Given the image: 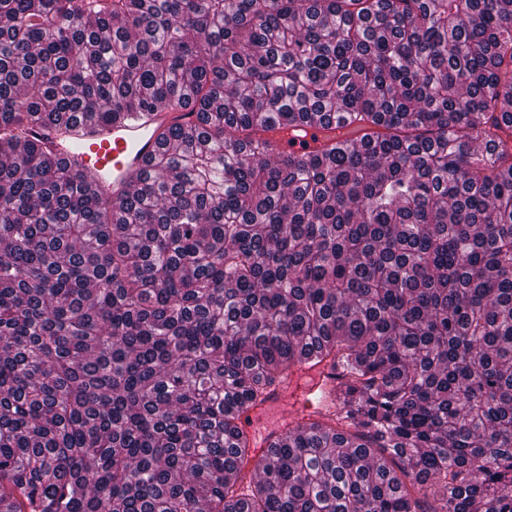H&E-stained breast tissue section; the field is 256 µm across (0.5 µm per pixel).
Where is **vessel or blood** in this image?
Wrapping results in <instances>:
<instances>
[{
    "instance_id": "obj_1",
    "label": "vessel or blood",
    "mask_w": 512,
    "mask_h": 512,
    "mask_svg": "<svg viewBox=\"0 0 512 512\" xmlns=\"http://www.w3.org/2000/svg\"><path fill=\"white\" fill-rule=\"evenodd\" d=\"M175 117L172 111L147 112L105 129H91L82 137L63 128L50 129L49 137L57 154L86 167L101 191L117 193L145 175L147 161L158 149L157 126L173 123ZM260 139L275 153L291 156L320 151L332 144L327 131L318 124L304 126L299 137L269 131ZM343 380L340 366L332 363L301 365L269 388L261 400L243 409L238 422L253 456L262 457L289 430L330 411L332 392Z\"/></svg>"
}]
</instances>
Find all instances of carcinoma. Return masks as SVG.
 <instances>
[{
  "mask_svg": "<svg viewBox=\"0 0 512 512\" xmlns=\"http://www.w3.org/2000/svg\"><path fill=\"white\" fill-rule=\"evenodd\" d=\"M502 98L512 0H0V512H512ZM161 108L115 200L26 136ZM325 360L334 416L226 479ZM305 135L293 137L290 133L285 136L276 131H269L259 136V140L266 142L277 154H288L291 156H301L310 152L320 151L329 148L339 137L328 138V132L324 130L323 125L312 124L300 126ZM343 381L344 374L338 364L301 365L288 371L261 400L243 409L238 422L250 442L253 454L250 464L266 454L272 443L289 430L333 411L332 392ZM275 411L281 412L280 418L261 428V421Z\"/></svg>",
  "mask_w": 512,
  "mask_h": 512,
  "instance_id": "cac0c4a2",
  "label": "carcinoma"
}]
</instances>
